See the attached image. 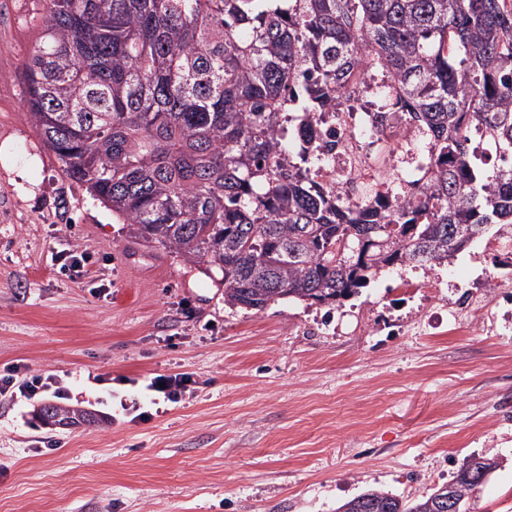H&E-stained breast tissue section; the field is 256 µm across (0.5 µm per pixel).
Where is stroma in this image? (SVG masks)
<instances>
[{"label": "stroma", "mask_w": 512, "mask_h": 512, "mask_svg": "<svg viewBox=\"0 0 512 512\" xmlns=\"http://www.w3.org/2000/svg\"><path fill=\"white\" fill-rule=\"evenodd\" d=\"M42 8L0 0L14 157L0 166V367L66 377L69 405L99 422L53 428L44 399L0 400V512H336L371 488L417 497L473 456L497 463L479 512H512V330L488 289L512 275L498 229L434 264L446 286L432 297L397 304L392 269L332 310H230L210 278L133 245L35 131L24 71ZM71 248L88 254L83 276L55 260ZM436 303L456 313L440 336L421 328ZM177 372L196 380L191 398L147 421L121 409L138 382Z\"/></svg>", "instance_id": "stroma-1"}]
</instances>
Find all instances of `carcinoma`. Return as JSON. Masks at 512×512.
I'll return each mask as SVG.
<instances>
[{
    "label": "carcinoma",
    "mask_w": 512,
    "mask_h": 512,
    "mask_svg": "<svg viewBox=\"0 0 512 512\" xmlns=\"http://www.w3.org/2000/svg\"><path fill=\"white\" fill-rule=\"evenodd\" d=\"M34 26L26 104L66 177L134 243L219 272L230 309L336 306L512 224V0H43ZM370 67L430 136L424 174L384 205L317 180L320 115ZM469 463L414 499L369 489L336 512H476L497 464Z\"/></svg>",
    "instance_id": "cac0c4a2"
}]
</instances>
